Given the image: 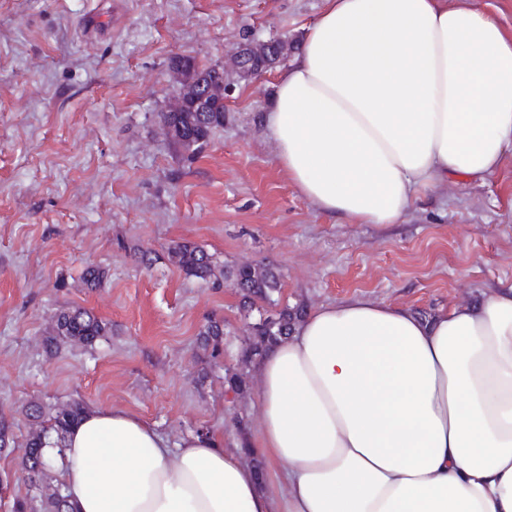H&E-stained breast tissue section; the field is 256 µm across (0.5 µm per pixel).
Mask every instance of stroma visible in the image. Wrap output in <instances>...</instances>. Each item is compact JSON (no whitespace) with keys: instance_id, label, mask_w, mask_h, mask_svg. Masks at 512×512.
<instances>
[{"instance_id":"1","label":"stroma","mask_w":512,"mask_h":512,"mask_svg":"<svg viewBox=\"0 0 512 512\" xmlns=\"http://www.w3.org/2000/svg\"><path fill=\"white\" fill-rule=\"evenodd\" d=\"M98 0H0V417L29 425L35 400L120 408L171 442L198 431L226 447L255 433V380L228 390L248 320L231 274L273 269L276 305L311 311L354 295L427 313L512 284V156L485 179L426 190L399 224H353L293 185L257 116L275 73L236 83L224 126L194 156L160 114L172 60L223 63L239 36L302 38L323 0H133L114 31L82 37ZM213 255L186 276L176 244ZM104 270L88 290L87 268ZM109 323L94 345L43 339L59 309ZM224 322V353L199 333Z\"/></svg>"}]
</instances>
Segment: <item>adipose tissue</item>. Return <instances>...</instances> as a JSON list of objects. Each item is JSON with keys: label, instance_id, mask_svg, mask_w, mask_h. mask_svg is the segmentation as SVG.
I'll return each instance as SVG.
<instances>
[{"label": "adipose tissue", "instance_id": "ef3b65f1", "mask_svg": "<svg viewBox=\"0 0 512 512\" xmlns=\"http://www.w3.org/2000/svg\"><path fill=\"white\" fill-rule=\"evenodd\" d=\"M261 123L322 212L401 223L512 153V33L447 0H323ZM255 378L236 448L86 411L45 447L74 512H512V286L427 315L317 307Z\"/></svg>", "mask_w": 512, "mask_h": 512}]
</instances>
